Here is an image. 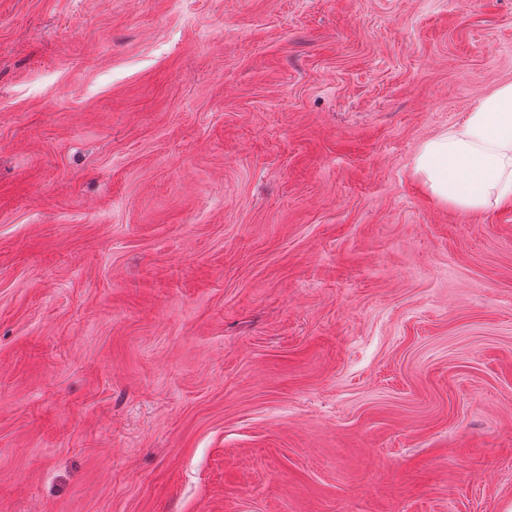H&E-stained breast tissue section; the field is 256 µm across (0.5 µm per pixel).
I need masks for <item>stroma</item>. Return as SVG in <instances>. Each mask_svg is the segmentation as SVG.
I'll return each mask as SVG.
<instances>
[{"label":"stroma","mask_w":512,"mask_h":512,"mask_svg":"<svg viewBox=\"0 0 512 512\" xmlns=\"http://www.w3.org/2000/svg\"><path fill=\"white\" fill-rule=\"evenodd\" d=\"M512 0H0V512H512V206L423 141Z\"/></svg>","instance_id":"35a3bbf8"}]
</instances>
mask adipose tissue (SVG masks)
I'll return each instance as SVG.
<instances>
[{
  "instance_id": "obj_1",
  "label": "adipose tissue",
  "mask_w": 512,
  "mask_h": 512,
  "mask_svg": "<svg viewBox=\"0 0 512 512\" xmlns=\"http://www.w3.org/2000/svg\"><path fill=\"white\" fill-rule=\"evenodd\" d=\"M414 170L438 200L478 211L512 204V84L481 100L461 123L423 142Z\"/></svg>"
}]
</instances>
